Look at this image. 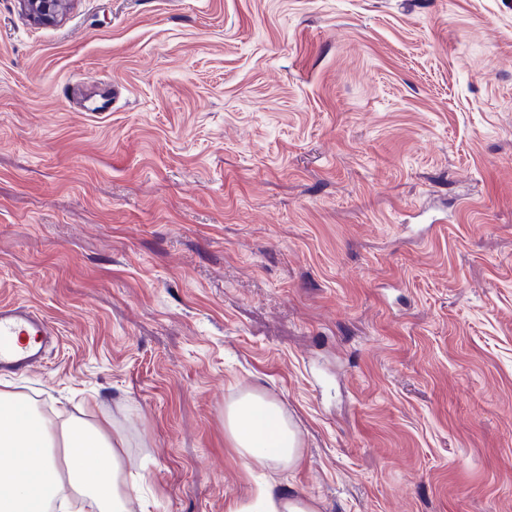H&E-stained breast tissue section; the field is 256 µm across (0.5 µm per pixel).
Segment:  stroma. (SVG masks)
<instances>
[{"label":"stroma","instance_id":"1","mask_svg":"<svg viewBox=\"0 0 512 512\" xmlns=\"http://www.w3.org/2000/svg\"><path fill=\"white\" fill-rule=\"evenodd\" d=\"M17 300L58 341L0 383L109 420L129 512H512V0H0ZM69 0H20L22 9L33 20L47 22L57 19L69 4ZM224 433L247 467H290L301 458L298 432L278 404L259 391L225 408ZM237 511L254 512H319L316 501L300 495H275L267 488H261L253 505Z\"/></svg>","mask_w":512,"mask_h":512}]
</instances>
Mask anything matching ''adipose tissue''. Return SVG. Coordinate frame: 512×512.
<instances>
[{
    "label": "adipose tissue",
    "instance_id": "adipose-tissue-1",
    "mask_svg": "<svg viewBox=\"0 0 512 512\" xmlns=\"http://www.w3.org/2000/svg\"><path fill=\"white\" fill-rule=\"evenodd\" d=\"M224 432L245 465L290 467L301 458L296 429L262 392L245 393L225 408ZM58 441L65 448L60 460L52 453ZM125 446L109 421H60L19 392L1 389L0 512H74L79 497L94 512H127Z\"/></svg>",
    "mask_w": 512,
    "mask_h": 512
}]
</instances>
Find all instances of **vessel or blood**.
Returning <instances> with one entry per match:
<instances>
[{"label": "vessel or blood", "mask_w": 512, "mask_h": 512, "mask_svg": "<svg viewBox=\"0 0 512 512\" xmlns=\"http://www.w3.org/2000/svg\"><path fill=\"white\" fill-rule=\"evenodd\" d=\"M53 334L49 321L31 305H0V371L34 368L42 363Z\"/></svg>", "instance_id": "1"}]
</instances>
